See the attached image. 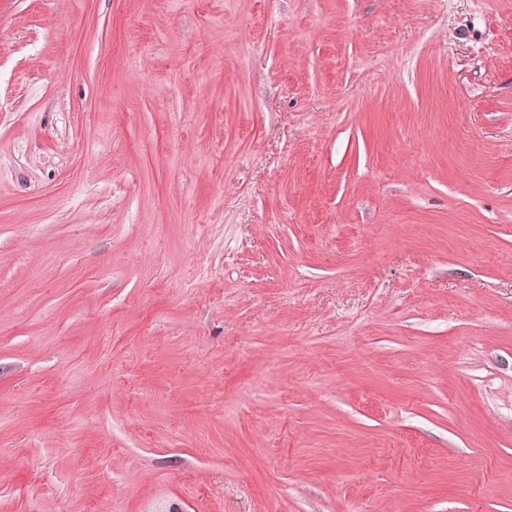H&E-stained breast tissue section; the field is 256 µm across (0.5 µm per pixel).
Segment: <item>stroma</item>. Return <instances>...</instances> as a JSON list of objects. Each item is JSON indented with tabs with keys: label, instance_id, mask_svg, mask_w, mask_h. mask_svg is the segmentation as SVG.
<instances>
[{
	"label": "stroma",
	"instance_id": "35a3bbf8",
	"mask_svg": "<svg viewBox=\"0 0 512 512\" xmlns=\"http://www.w3.org/2000/svg\"><path fill=\"white\" fill-rule=\"evenodd\" d=\"M0 512H512V0H0Z\"/></svg>",
	"mask_w": 512,
	"mask_h": 512
}]
</instances>
